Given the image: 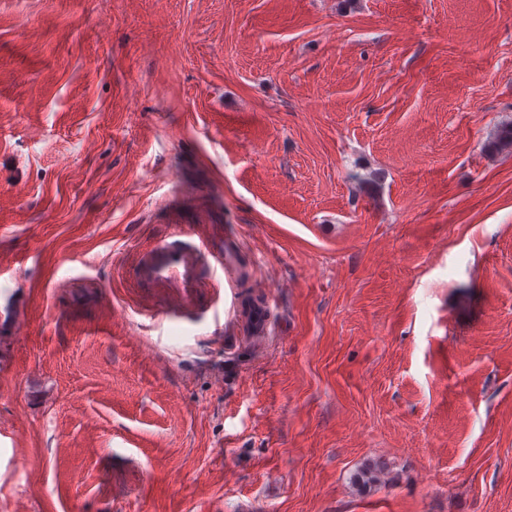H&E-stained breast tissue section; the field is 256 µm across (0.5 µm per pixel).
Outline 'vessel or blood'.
<instances>
[{"label": "vessel or blood", "instance_id": "1", "mask_svg": "<svg viewBox=\"0 0 512 512\" xmlns=\"http://www.w3.org/2000/svg\"><path fill=\"white\" fill-rule=\"evenodd\" d=\"M196 239L158 241L135 263L133 277L138 284L162 292L163 316L178 320L194 311L196 295L203 288L204 269L217 266L232 275L240 246L238 234L225 230L223 238H215L209 224L197 222ZM35 294L14 288L0 290V333L14 331L30 308Z\"/></svg>", "mask_w": 512, "mask_h": 512}]
</instances>
